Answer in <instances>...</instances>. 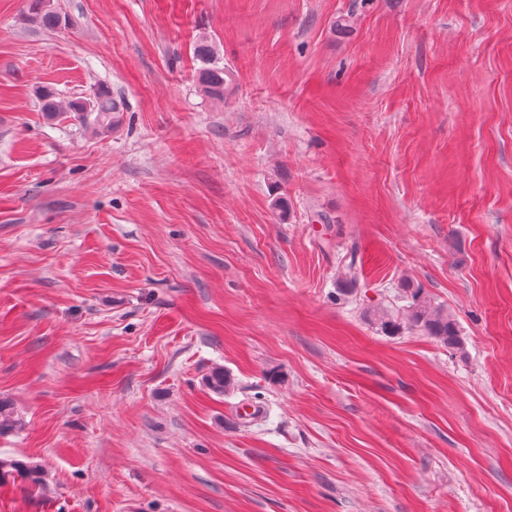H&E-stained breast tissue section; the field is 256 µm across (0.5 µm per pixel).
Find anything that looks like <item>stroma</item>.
<instances>
[{"mask_svg": "<svg viewBox=\"0 0 512 512\" xmlns=\"http://www.w3.org/2000/svg\"><path fill=\"white\" fill-rule=\"evenodd\" d=\"M50 3L0 0V512H512V0ZM29 9L31 19L46 29L60 28L65 23L57 11L44 6V0H31ZM196 56L203 63V67L198 71V83L202 90L210 97H223L224 67L216 65L214 62L212 46L205 38L197 42ZM42 112L49 118L70 112L83 122H87L95 114L92 124L102 130H112V126L120 121L117 112H124L122 102L112 98L108 91L99 89L88 98L71 100L64 110L56 97L50 92H44L40 97ZM410 298V318L414 327L448 348L460 344L458 325L451 315L433 305L431 299L423 295L419 288L410 291ZM14 474L27 477L35 483H38L40 479V471L36 465L25 464L15 458L0 456V483L5 482Z\"/></svg>", "mask_w": 512, "mask_h": 512, "instance_id": "obj_1", "label": "stroma"}]
</instances>
